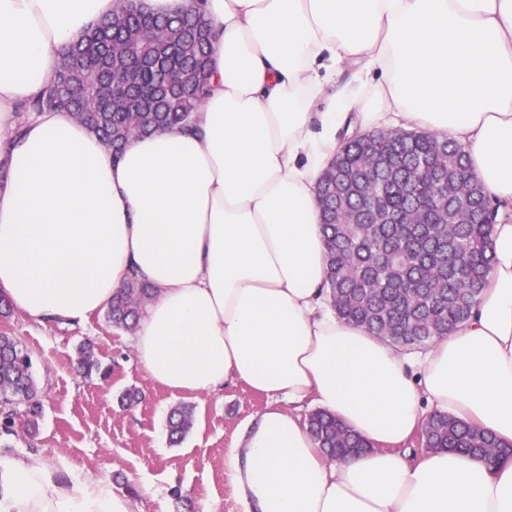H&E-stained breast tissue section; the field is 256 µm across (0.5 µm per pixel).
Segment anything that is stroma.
<instances>
[{"mask_svg":"<svg viewBox=\"0 0 512 512\" xmlns=\"http://www.w3.org/2000/svg\"><path fill=\"white\" fill-rule=\"evenodd\" d=\"M28 349L43 403L36 426L19 427L15 453L68 458L85 474L134 488L138 512H175L173 489L188 493L198 512H242L227 456L265 397L226 382L211 394L175 393L151 381L139 365L131 334L113 329L104 313L73 325L31 323L19 312L0 316V329ZM93 343L107 376L88 377L76 365V348ZM141 391L140 403L121 406L120 394ZM193 408V427L170 445L167 417L178 404Z\"/></svg>","mask_w":512,"mask_h":512,"instance_id":"35a3bbf8","label":"stroma"}]
</instances>
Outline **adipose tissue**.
Listing matches in <instances>:
<instances>
[{"mask_svg":"<svg viewBox=\"0 0 512 512\" xmlns=\"http://www.w3.org/2000/svg\"><path fill=\"white\" fill-rule=\"evenodd\" d=\"M122 0H0V295L38 323L85 322L129 274L156 295L133 336L153 382L268 397L227 456L244 512H512V458L406 439L432 412L512 443V0H141L213 28L193 130L113 158L67 111L17 106ZM465 146L498 212L472 316L404 351L340 319L322 292L316 186L349 126ZM365 438L328 462L281 400ZM0 512H136L67 458L0 456Z\"/></svg>","mask_w":512,"mask_h":512,"instance_id":"1","label":"adipose tissue"}]
</instances>
